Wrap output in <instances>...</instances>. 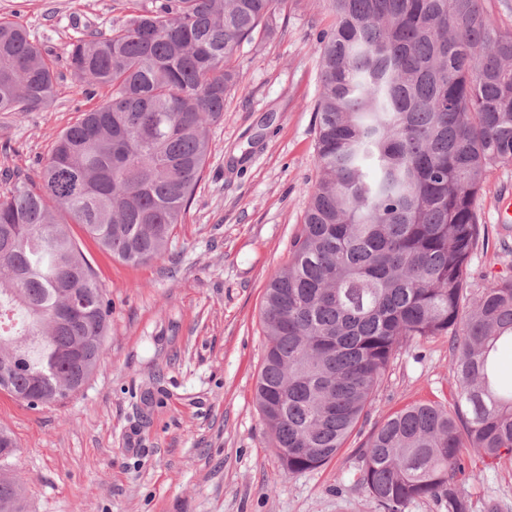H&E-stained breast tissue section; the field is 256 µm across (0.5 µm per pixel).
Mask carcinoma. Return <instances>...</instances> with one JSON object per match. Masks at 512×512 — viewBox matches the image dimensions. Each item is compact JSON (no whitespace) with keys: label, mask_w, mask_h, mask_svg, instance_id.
Wrapping results in <instances>:
<instances>
[{"label":"carcinoma","mask_w":512,"mask_h":512,"mask_svg":"<svg viewBox=\"0 0 512 512\" xmlns=\"http://www.w3.org/2000/svg\"><path fill=\"white\" fill-rule=\"evenodd\" d=\"M289 0H136L119 26L69 44L74 74L109 96L53 142L35 192L0 197V385L31 409L80 391L100 367L112 305L70 235L113 256H161L201 180L208 128L236 86V56L268 35ZM331 17L320 64V177L288 265L264 296L256 401L284 471L330 462L366 415L396 352L453 337L455 413L414 404L363 449L359 483L384 509L439 497L468 512L462 449L512 456V277L468 299L487 172L512 166V32L484 0H317ZM56 95L27 30L0 20V112H40ZM88 314L67 313L72 291ZM0 512H23L4 463Z\"/></svg>","instance_id":"cac0c4a2"}]
</instances>
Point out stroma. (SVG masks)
Returning <instances> with one entry per match:
<instances>
[{"label": "stroma", "instance_id": "35a3bbf8", "mask_svg": "<svg viewBox=\"0 0 512 512\" xmlns=\"http://www.w3.org/2000/svg\"><path fill=\"white\" fill-rule=\"evenodd\" d=\"M129 12V0H0V19L27 28L58 82L46 111L0 112V192L11 177L39 186L53 141L102 102L66 50ZM329 24L315 0H290L269 38L241 46L239 81L209 129L203 177L164 255L126 263L70 225L112 302L111 325L100 368L71 398L33 410L0 391L25 512H383L358 482L371 435L411 404L454 409L448 336L396 353L366 416L315 470H282L255 400L265 288L290 257L319 177L311 46ZM509 195L512 167L491 170L467 295L512 276V219L499 210ZM463 455L474 473L462 481L468 512H512V459Z\"/></svg>", "mask_w": 512, "mask_h": 512}]
</instances>
